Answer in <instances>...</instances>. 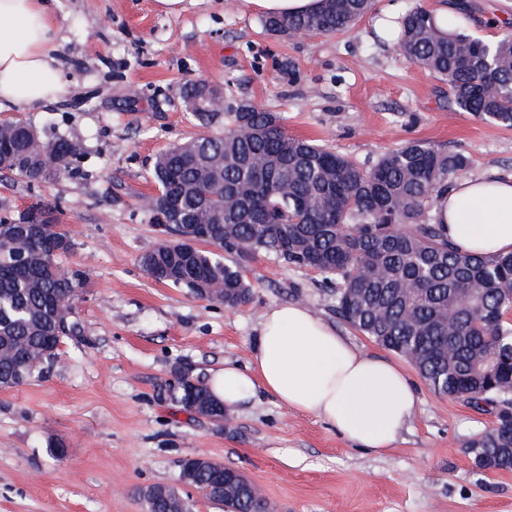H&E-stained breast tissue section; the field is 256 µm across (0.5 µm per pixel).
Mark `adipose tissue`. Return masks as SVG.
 Instances as JSON below:
<instances>
[{"mask_svg":"<svg viewBox=\"0 0 512 512\" xmlns=\"http://www.w3.org/2000/svg\"><path fill=\"white\" fill-rule=\"evenodd\" d=\"M60 33L49 0H0V107L29 110L63 93ZM434 215L459 252L512 254V174L454 180ZM208 385L230 405L270 394L377 454L396 445L419 405L415 384L398 364L361 352L299 303L267 308L252 364L225 366Z\"/></svg>","mask_w":512,"mask_h":512,"instance_id":"ef3b65f1","label":"adipose tissue"}]
</instances>
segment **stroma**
Masks as SVG:
<instances>
[{"mask_svg": "<svg viewBox=\"0 0 512 512\" xmlns=\"http://www.w3.org/2000/svg\"><path fill=\"white\" fill-rule=\"evenodd\" d=\"M470 30L496 36L512 0H469ZM63 25L56 101L0 111L80 147L79 174L43 185L0 180V219L44 202L74 242L64 269L86 271L73 303L78 333L25 384L0 390V512H145L138 489L178 486L198 452L242 472L268 512H512V471H479L471 442L495 422L433 392L411 371L420 409L398 443L376 455L321 419L262 393L227 408L226 423L182 411L163 386L225 364H250L260 316L301 302L362 352L392 351L336 313L321 276L274 255H232L249 285L229 308L150 277L142 257L159 241L142 199L153 164L172 144L204 134L178 89L204 79L226 95L279 113L289 134L359 162L412 139L465 153L469 175L512 172V130L448 104L447 86L375 41L365 17L343 35L293 40L268 34L243 0H54ZM63 445L64 459L52 454Z\"/></svg>", "mask_w": 512, "mask_h": 512, "instance_id": "obj_1", "label": "stroma"}]
</instances>
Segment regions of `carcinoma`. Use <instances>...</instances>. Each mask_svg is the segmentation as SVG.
Segmentation results:
<instances>
[{
  "label": "carcinoma",
  "instance_id": "1",
  "mask_svg": "<svg viewBox=\"0 0 512 512\" xmlns=\"http://www.w3.org/2000/svg\"><path fill=\"white\" fill-rule=\"evenodd\" d=\"M376 0H325L311 14L264 17L281 38L350 31ZM453 30L441 32L421 0L387 25L384 35L409 61L448 85V103L484 123L512 128V28L486 42L470 32L468 7H457ZM497 93L488 95L483 85ZM185 110L215 135L174 144L154 163L158 193L144 207L169 212L176 239L142 260L155 279L201 299L234 307L249 295L239 267L187 240L196 228L232 254L266 252L318 272L335 292L336 313L357 331L407 358L437 394L493 410L512 404V255L474 256L455 250L433 215L442 191L469 166L461 151L413 140L360 163L324 144L293 137L276 112L230 98L223 88L192 80L179 89ZM0 174L33 185L79 168L77 144L49 138L27 123H0ZM30 214L0 220V389L18 387L53 361L67 333L57 298H75L84 272L65 271L56 256L72 240L52 222L30 228ZM477 289L472 294L469 289ZM512 448L504 423L471 442ZM247 481L218 463L192 484L210 501L215 488ZM146 512H190L171 486L143 492ZM233 512H264L245 495Z\"/></svg>",
  "mask_w": 512,
  "mask_h": 512
}]
</instances>
